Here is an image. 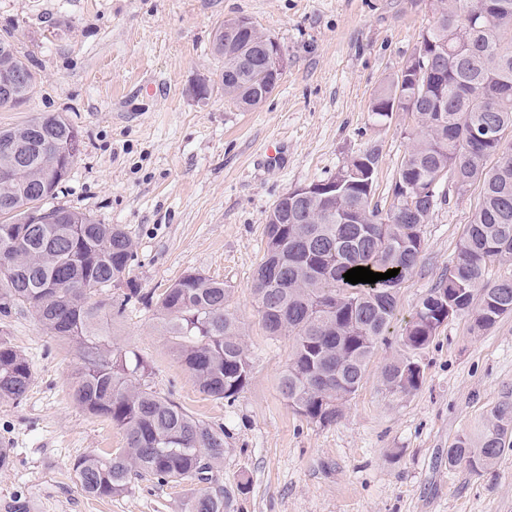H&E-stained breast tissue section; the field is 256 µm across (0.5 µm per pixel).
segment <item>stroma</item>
Returning <instances> with one entry per match:
<instances>
[{
    "label": "stroma",
    "mask_w": 512,
    "mask_h": 512,
    "mask_svg": "<svg viewBox=\"0 0 512 512\" xmlns=\"http://www.w3.org/2000/svg\"><path fill=\"white\" fill-rule=\"evenodd\" d=\"M238 17L277 38L286 57L278 86L248 111L225 98L212 52L214 31ZM432 23L433 0H0V37L37 77L29 99L0 107V127L59 113L80 134L56 205L121 225L137 255L130 279L143 291L189 272L229 290L253 362L235 401L199 390L152 311L129 308L106 334L148 365L153 390L223 425L214 477L234 496L230 512H512V452L479 475L448 465L454 441L478 434L512 394V316L482 331L453 318L425 350L417 390L382 381L418 303L456 261L479 186L450 192L422 225L418 264L336 423L307 421L283 399L291 343L266 332L253 293L265 218L289 190L330 179L375 148L374 199L390 195L415 122L397 112L378 124L369 107ZM155 82L162 91L147 93ZM201 83L204 100L193 93ZM0 336L34 371L21 402L0 403V442L14 451L12 468L0 470V512L19 497L44 512H184L185 484L146 478L125 496L84 494L74 460L124 447L123 431L75 402L76 344L20 312L0 318Z\"/></svg>",
    "instance_id": "obj_1"
}]
</instances>
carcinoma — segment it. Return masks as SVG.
<instances>
[{
	"label": "carcinoma",
	"mask_w": 512,
	"mask_h": 512,
	"mask_svg": "<svg viewBox=\"0 0 512 512\" xmlns=\"http://www.w3.org/2000/svg\"><path fill=\"white\" fill-rule=\"evenodd\" d=\"M432 27L419 40L421 62L409 60L377 91L370 112L391 118L393 101L414 115L420 132L410 137L392 192L408 179L426 190L445 171L461 193L481 185V200L458 245V259L436 288L417 305L402 336V352L387 363L383 382L410 392L421 382L420 354L437 329L427 320V302L448 294V304L474 319L481 331L512 315V277L488 279L491 264L512 259V0H436ZM213 47L224 59V94L255 108L274 80L262 63L255 39L215 34ZM15 76V103L32 94L36 77L0 38V72ZM0 318L31 313L48 334L75 342L81 366L74 399L91 415L104 417L125 434L126 444L73 464L86 495L111 498L129 492L134 481L201 485L186 512H226L229 497L213 489L214 466L224 459V427L198 420L146 383L148 366L135 354L112 349L102 334L106 316L98 296L131 273L135 253L117 224L65 207L44 208L65 174L46 181L58 153L77 155L78 130L60 114L0 129ZM362 178L336 184V199L322 195L279 202L265 219V250L254 288L266 330L291 340V356L280 380L288 406L306 420L326 426L343 415L347 399L362 385L378 340L396 309L401 283L422 252L421 227L438 192L420 200L413 214L389 215L368 200L379 152L357 156ZM49 211L58 222H26L27 212ZM357 266L373 272L399 270L374 284H351L343 274ZM224 282L190 272L157 296L129 289L113 314L130 304L152 307L178 358L199 390L234 401L249 384L253 363L241 340L237 317L226 306ZM33 380L30 361L0 339V402H21ZM512 451V397L490 412L475 439L458 437L448 449V466L479 473Z\"/></svg>",
	"instance_id": "obj_1"
}]
</instances>
